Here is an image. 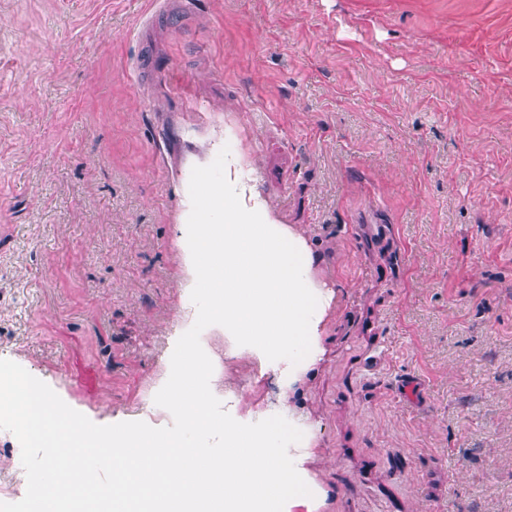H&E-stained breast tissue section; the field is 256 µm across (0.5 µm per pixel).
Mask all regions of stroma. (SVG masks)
Instances as JSON below:
<instances>
[{
    "label": "stroma",
    "instance_id": "1",
    "mask_svg": "<svg viewBox=\"0 0 512 512\" xmlns=\"http://www.w3.org/2000/svg\"><path fill=\"white\" fill-rule=\"evenodd\" d=\"M219 139L335 291L290 389L206 336L216 397L313 434L291 512H512V0H0V359L171 425L176 227Z\"/></svg>",
    "mask_w": 512,
    "mask_h": 512
}]
</instances>
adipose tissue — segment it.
<instances>
[{
	"instance_id": "obj_1",
	"label": "adipose tissue",
	"mask_w": 512,
	"mask_h": 512,
	"mask_svg": "<svg viewBox=\"0 0 512 512\" xmlns=\"http://www.w3.org/2000/svg\"><path fill=\"white\" fill-rule=\"evenodd\" d=\"M190 184L178 226L186 300L205 290L229 355L249 353L292 386L320 354L334 291L316 279L306 236L273 217L244 151H225L222 181L194 174Z\"/></svg>"
}]
</instances>
